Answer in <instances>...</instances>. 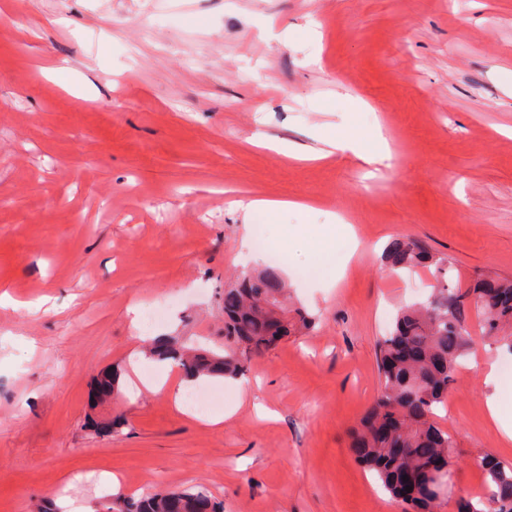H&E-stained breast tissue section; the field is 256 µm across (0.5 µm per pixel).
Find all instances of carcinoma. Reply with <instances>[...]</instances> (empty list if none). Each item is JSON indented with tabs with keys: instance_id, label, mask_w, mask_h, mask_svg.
Instances as JSON below:
<instances>
[{
	"instance_id": "carcinoma-1",
	"label": "carcinoma",
	"mask_w": 512,
	"mask_h": 512,
	"mask_svg": "<svg viewBox=\"0 0 512 512\" xmlns=\"http://www.w3.org/2000/svg\"><path fill=\"white\" fill-rule=\"evenodd\" d=\"M385 261L393 269L434 266L445 269L448 259L430 252L421 242L392 240ZM277 315L281 340L310 325L306 313L288 310L286 284L271 268L247 272L224 289V352L187 350L172 341L156 343L151 355L171 359L185 373L236 378L245 371L247 354L270 348L268 326ZM480 321L481 335L497 339L512 351V281L477 278L467 288H436L422 303L401 309L391 329L378 342L382 385L376 403L352 429L359 463L373 471L402 512H435L436 499L422 485L412 486L402 474L425 469L434 458L452 462V437L434 421L435 409L445 404L448 385L469 354L472 339L468 321ZM489 489L482 506L469 499L457 512H512V464L485 455L477 460ZM93 512H224L223 505L203 488L164 491L140 497L116 495L96 502Z\"/></svg>"
}]
</instances>
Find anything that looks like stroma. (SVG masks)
<instances>
[{"instance_id":"stroma-1","label":"stroma","mask_w":512,"mask_h":512,"mask_svg":"<svg viewBox=\"0 0 512 512\" xmlns=\"http://www.w3.org/2000/svg\"><path fill=\"white\" fill-rule=\"evenodd\" d=\"M378 127L387 159L309 157L325 134L373 148ZM242 196L311 209L255 215L257 253ZM335 216L354 239L327 238ZM396 237L447 257L445 280L392 270ZM262 268L315 325L203 381L216 427L176 404L179 370L143 379L146 339L222 347L225 287ZM480 273L512 280V0H0V512L189 487L224 512H400L350 447L380 395L377 343L401 306ZM172 293L132 326L131 305ZM468 330L436 410L455 456L438 512L484 496L480 456L512 463L485 405L512 352ZM113 370L118 394L93 399Z\"/></svg>"}]
</instances>
